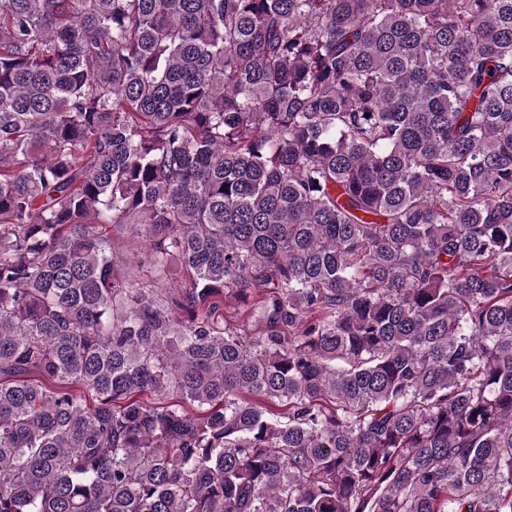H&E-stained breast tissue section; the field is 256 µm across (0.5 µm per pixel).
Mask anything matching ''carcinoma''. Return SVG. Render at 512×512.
<instances>
[{
    "label": "carcinoma",
    "mask_w": 512,
    "mask_h": 512,
    "mask_svg": "<svg viewBox=\"0 0 512 512\" xmlns=\"http://www.w3.org/2000/svg\"><path fill=\"white\" fill-rule=\"evenodd\" d=\"M0 512H512V0H0ZM144 227H116L107 231L112 238V254L121 272H129V281L136 288L157 289L161 293L174 294L175 288L180 289L186 285L185 275L176 265L168 269L165 274L157 271L150 264L148 255L141 247L142 237L146 234ZM234 298L224 297L221 306L224 324L236 327L241 333L254 338L258 336L259 327L255 317H251Z\"/></svg>",
    "instance_id": "cac0c4a2"
}]
</instances>
